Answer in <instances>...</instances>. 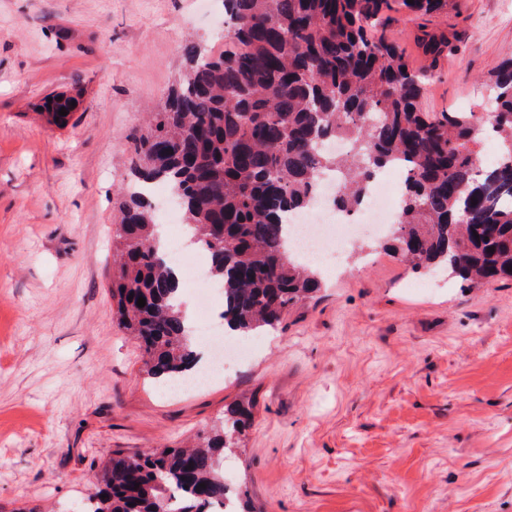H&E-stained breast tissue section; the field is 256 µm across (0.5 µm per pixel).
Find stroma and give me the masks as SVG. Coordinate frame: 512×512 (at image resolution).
Listing matches in <instances>:
<instances>
[{"mask_svg":"<svg viewBox=\"0 0 512 512\" xmlns=\"http://www.w3.org/2000/svg\"><path fill=\"white\" fill-rule=\"evenodd\" d=\"M221 0H0V512H79L109 452L207 435L253 399L224 456L261 512H512V281L463 287L361 240L228 375L178 396L117 324L112 226L146 111ZM378 34L429 80L428 112L488 109L512 0L388 12ZM446 34L438 58L424 33ZM80 86L66 126L45 96Z\"/></svg>","mask_w":512,"mask_h":512,"instance_id":"1","label":"stroma"}]
</instances>
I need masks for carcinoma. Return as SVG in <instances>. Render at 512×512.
Here are the masks:
<instances>
[{
    "label": "carcinoma",
    "mask_w": 512,
    "mask_h": 512,
    "mask_svg": "<svg viewBox=\"0 0 512 512\" xmlns=\"http://www.w3.org/2000/svg\"><path fill=\"white\" fill-rule=\"evenodd\" d=\"M450 3L224 0V52L185 45V70L139 139L112 254L118 325L137 340L149 377L177 379L199 360L155 242L156 181L181 200L186 239L207 254L208 277L224 291L220 318L243 336L276 326L322 288L315 266L297 261L287 218L308 208L326 174L337 180L334 207L351 212L376 171L403 170L389 249L466 286L512 279V57L491 75V117L424 112L422 76L397 43L370 34L395 4L424 17ZM421 45L437 56L448 39L426 33ZM80 97L53 93L42 109L63 126ZM479 131L499 145L486 167L473 147ZM337 138L350 141L348 152L328 149ZM253 409V400L237 401L192 448L112 451L81 512H157L160 503L165 512H214L227 499L221 458Z\"/></svg>",
    "instance_id": "carcinoma-1"
}]
</instances>
